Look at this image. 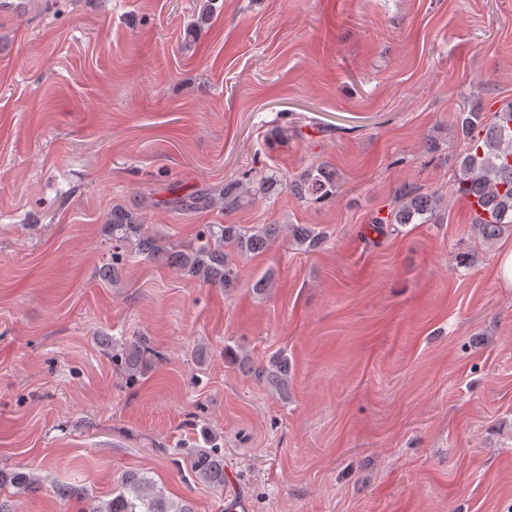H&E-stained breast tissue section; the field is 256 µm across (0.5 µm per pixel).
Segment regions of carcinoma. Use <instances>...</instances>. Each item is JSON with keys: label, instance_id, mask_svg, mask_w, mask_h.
Segmentation results:
<instances>
[{"label": "carcinoma", "instance_id": "1", "mask_svg": "<svg viewBox=\"0 0 512 512\" xmlns=\"http://www.w3.org/2000/svg\"><path fill=\"white\" fill-rule=\"evenodd\" d=\"M457 135L464 142L460 168L454 183V193L465 201L476 198L485 217L473 216V225L488 239L499 234L505 225L512 226V101L503 103L485 116L480 111L460 113ZM281 182L276 173L259 171L227 183L215 191L208 187L165 200L140 199L131 207L112 209L107 227L112 240V266L103 269L104 275L117 280L119 267L130 259L167 265L217 288H232L237 278L225 248L232 246L240 252L259 253L280 236L276 224L245 226L242 224H212L200 235L197 243L182 249L161 232H151L143 224L141 211L150 207H165L180 211L215 210L229 215L252 201L269 195ZM288 190L309 204L325 203L336 196V177L319 163L289 180ZM442 195L427 193L413 184L400 186L392 199L387 215L375 217L370 230L382 234L386 226L397 224H428L435 218ZM295 245L308 251L318 248L323 235L312 228L294 225L291 230ZM112 364L135 382L144 374V358L152 349L146 339L134 341L112 340ZM242 366L253 370L258 378L284 390L288 386V361L282 355L273 356L267 366L252 368L249 360L241 359ZM210 447L199 448L191 459V470L201 482L224 487V442L215 437ZM10 486L21 492L38 489L33 472L16 468L0 470V487ZM56 494L63 500L83 497L81 512H192L185 502L174 503L154 489L150 478L127 473L120 477L112 492V499L100 501L70 486L60 485Z\"/></svg>", "mask_w": 512, "mask_h": 512}]
</instances>
